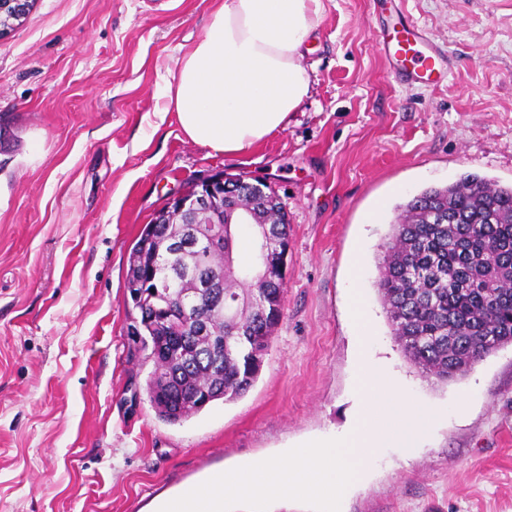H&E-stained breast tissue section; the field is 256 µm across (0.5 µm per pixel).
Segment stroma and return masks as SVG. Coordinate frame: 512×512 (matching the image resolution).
<instances>
[{"label": "stroma", "mask_w": 512, "mask_h": 512, "mask_svg": "<svg viewBox=\"0 0 512 512\" xmlns=\"http://www.w3.org/2000/svg\"><path fill=\"white\" fill-rule=\"evenodd\" d=\"M218 0H35L0 38V512H159L218 472L341 437L362 366L431 420L381 448L340 512H512V345L437 382L395 340L375 283L400 208L476 174L512 185V0H402L448 53L399 83L380 0H323L310 95L241 154L155 112ZM266 178L288 215L284 319L241 398L187 420L131 402L130 247L169 193Z\"/></svg>", "instance_id": "35a3bbf8"}]
</instances>
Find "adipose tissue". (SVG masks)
Returning <instances> with one entry per match:
<instances>
[{"label": "adipose tissue", "instance_id": "adipose-tissue-1", "mask_svg": "<svg viewBox=\"0 0 512 512\" xmlns=\"http://www.w3.org/2000/svg\"><path fill=\"white\" fill-rule=\"evenodd\" d=\"M322 13V0H224L177 60L164 112L192 142L226 154L283 129L310 92L302 58Z\"/></svg>", "mask_w": 512, "mask_h": 512}]
</instances>
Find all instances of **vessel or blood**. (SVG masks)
I'll return each instance as SVG.
<instances>
[{
	"label": "vessel or blood",
	"mask_w": 512,
	"mask_h": 512,
	"mask_svg": "<svg viewBox=\"0 0 512 512\" xmlns=\"http://www.w3.org/2000/svg\"><path fill=\"white\" fill-rule=\"evenodd\" d=\"M375 41L388 72L406 84L442 82L450 67L445 50L413 20L403 19L395 30L380 29Z\"/></svg>",
	"instance_id": "obj_1"
}]
</instances>
